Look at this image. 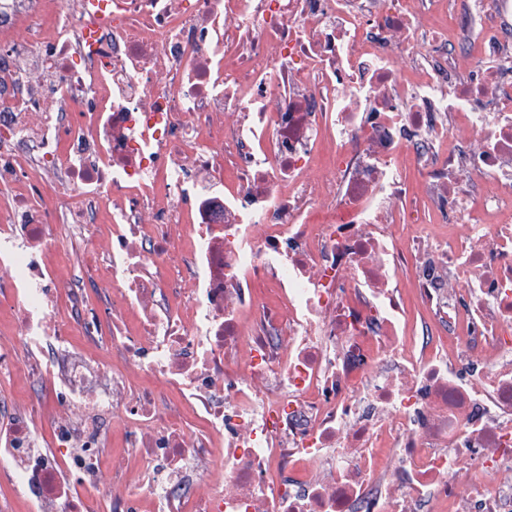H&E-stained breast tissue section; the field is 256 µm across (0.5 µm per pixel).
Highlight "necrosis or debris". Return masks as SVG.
I'll return each instance as SVG.
<instances>
[{
  "instance_id": "obj_1",
  "label": "necrosis or debris",
  "mask_w": 512,
  "mask_h": 512,
  "mask_svg": "<svg viewBox=\"0 0 512 512\" xmlns=\"http://www.w3.org/2000/svg\"><path fill=\"white\" fill-rule=\"evenodd\" d=\"M0 291L27 512H512V0H0ZM28 389L27 378L20 373H14L8 378H0V422L5 417L4 410L8 405L12 406L13 402L17 404L24 402Z\"/></svg>"
}]
</instances>
